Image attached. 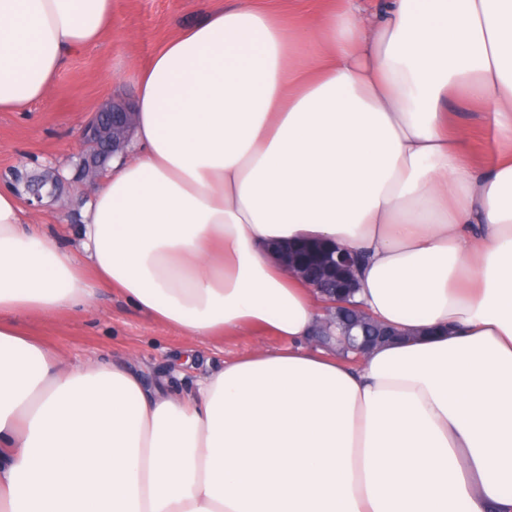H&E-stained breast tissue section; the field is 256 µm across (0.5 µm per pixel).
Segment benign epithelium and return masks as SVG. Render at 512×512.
<instances>
[{"label": "benign epithelium", "instance_id": "obj_1", "mask_svg": "<svg viewBox=\"0 0 512 512\" xmlns=\"http://www.w3.org/2000/svg\"><path fill=\"white\" fill-rule=\"evenodd\" d=\"M136 112L125 102L112 101L93 113L82 130L83 151L75 178L96 181L103 176L108 162L128 152ZM67 179L60 168L45 167L37 180L22 187V200L30 207L61 198ZM275 258L304 279L320 296L324 317L310 333L311 341L322 349L358 363L374 346L391 339L389 331L361 304L352 299L357 288L361 257L326 241L284 243L275 248Z\"/></svg>", "mask_w": 512, "mask_h": 512}]
</instances>
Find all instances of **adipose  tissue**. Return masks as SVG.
<instances>
[{
	"label": "adipose tissue",
	"instance_id": "1",
	"mask_svg": "<svg viewBox=\"0 0 512 512\" xmlns=\"http://www.w3.org/2000/svg\"><path fill=\"white\" fill-rule=\"evenodd\" d=\"M111 24L112 0H0V112ZM135 80L79 224L45 233L0 186V512H512V0H342L292 35L211 0ZM458 90L491 107L490 162ZM299 239L364 256L357 301L416 339L308 345L321 304L268 255ZM98 287L195 342L281 345L178 397L14 320ZM459 100L451 103L448 112L453 115L455 125L464 127L469 133L470 157L476 162H485L498 149L494 143L491 112L484 107L460 104Z\"/></svg>",
	"mask_w": 512,
	"mask_h": 512
}]
</instances>
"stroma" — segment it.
I'll list each match as a JSON object with an SVG mask.
<instances>
[{
    "mask_svg": "<svg viewBox=\"0 0 512 512\" xmlns=\"http://www.w3.org/2000/svg\"><path fill=\"white\" fill-rule=\"evenodd\" d=\"M204 0H112V27L95 45L66 58L48 94L25 112H0V173L22 168L40 172L53 163L75 168L79 132L92 112L114 99L135 102L132 72L147 65L159 47L204 19ZM455 125L469 133L470 157L485 162L496 151L492 116L484 108L452 102ZM27 334L56 350L65 364L89 360L125 362L147 386L164 383L175 395H190L198 379L257 344L275 349L277 338L242 331L201 346L157 324L118 291L97 289L90 311L45 317L22 312Z\"/></svg>",
    "mask_w": 512,
    "mask_h": 512,
    "instance_id": "obj_1",
    "label": "stroma"
}]
</instances>
